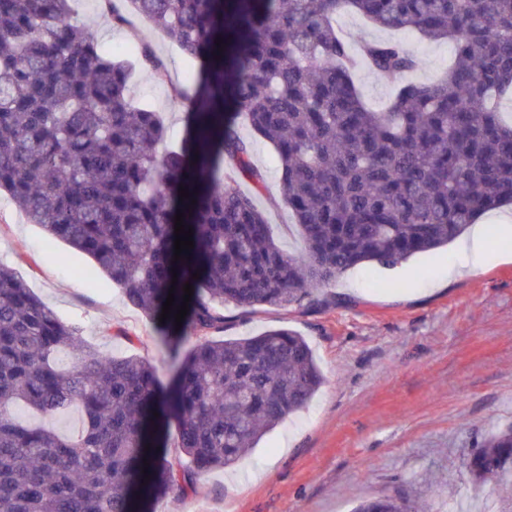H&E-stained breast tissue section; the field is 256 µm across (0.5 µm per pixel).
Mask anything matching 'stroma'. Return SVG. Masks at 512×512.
Returning <instances> with one entry per match:
<instances>
[{
	"label": "stroma",
	"mask_w": 512,
	"mask_h": 512,
	"mask_svg": "<svg viewBox=\"0 0 512 512\" xmlns=\"http://www.w3.org/2000/svg\"><path fill=\"white\" fill-rule=\"evenodd\" d=\"M72 8L105 51L127 58L138 44L153 49L169 80L140 70L131 94L162 112L172 140H183L190 107L174 90L192 66L181 51L148 20L128 31L113 28L97 0H74ZM412 48L415 82L435 80L451 55L445 42ZM240 133L265 176L263 187L244 181L241 190L253 195L278 244L302 252L270 146L248 124ZM481 230L493 258L480 268L457 271L452 243L389 268L346 271L327 289L337 298L330 305L225 308L224 337L300 333L326 382L237 464L207 473L188 496L154 501L150 512H351L384 495L428 512H497L496 495L473 487L464 464L477 438L512 424V233L488 219ZM0 263L86 343L116 358L147 359L162 382L171 380L153 321L87 255L48 238L3 195Z\"/></svg>",
	"instance_id": "1"
}]
</instances>
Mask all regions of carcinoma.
<instances>
[{"instance_id":"cac0c4a2","label":"carcinoma","mask_w":512,"mask_h":512,"mask_svg":"<svg viewBox=\"0 0 512 512\" xmlns=\"http://www.w3.org/2000/svg\"><path fill=\"white\" fill-rule=\"evenodd\" d=\"M111 2L99 0L112 27H128L131 13L149 20L199 66L197 86L176 94L200 95L206 109L189 113L188 138L167 145L161 114L130 95L136 67L166 76L149 46L117 60L74 20L71 0H0V194L158 322L177 368L169 385L148 360L102 353L0 265V512H147L195 491L325 382L291 330L210 337L224 329V307L298 303L350 268L394 266L512 208V121L500 112L512 96V0H124V11ZM342 11L451 43L448 70L371 107L354 79L358 60L397 79L417 59L386 40L352 53L336 29ZM242 118L275 153L301 254L280 248L238 187L265 182ZM179 212L194 248L176 261ZM188 334L196 342L183 353ZM61 351L73 354L66 369ZM20 404L49 417L76 407L82 431L25 424ZM156 422L176 429L181 455L157 450ZM465 468L512 512V425L483 436ZM354 512L410 506L383 496Z\"/></svg>"}]
</instances>
